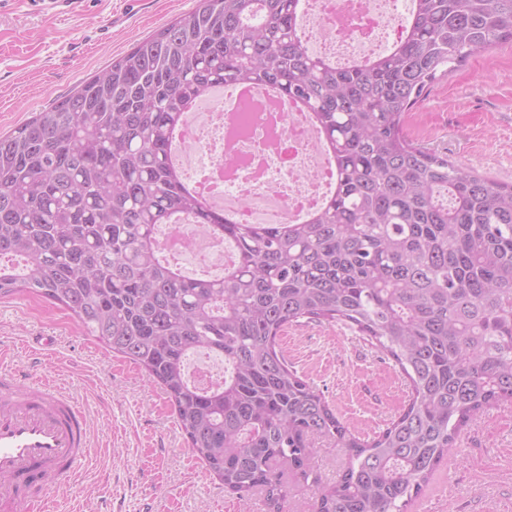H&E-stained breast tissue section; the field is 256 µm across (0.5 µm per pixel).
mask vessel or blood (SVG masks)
<instances>
[{"instance_id": "obj_1", "label": "vessel or blood", "mask_w": 512, "mask_h": 512, "mask_svg": "<svg viewBox=\"0 0 512 512\" xmlns=\"http://www.w3.org/2000/svg\"><path fill=\"white\" fill-rule=\"evenodd\" d=\"M89 450L88 419L60 386L0 368V512H53Z\"/></svg>"}]
</instances>
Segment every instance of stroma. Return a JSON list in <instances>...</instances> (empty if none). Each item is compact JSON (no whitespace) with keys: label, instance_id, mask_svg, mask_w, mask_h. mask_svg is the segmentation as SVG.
<instances>
[{"label":"stroma","instance_id":"35a3bbf8","mask_svg":"<svg viewBox=\"0 0 512 512\" xmlns=\"http://www.w3.org/2000/svg\"><path fill=\"white\" fill-rule=\"evenodd\" d=\"M198 0H0V133L6 134L109 68L133 44L186 15ZM408 136L439 155L512 183V44L470 57L409 112ZM56 344L40 349L35 337ZM280 345L363 438L408 400L393 362L341 323L289 326ZM0 366L46 376L84 408L91 457L55 494L57 512H256L192 454L165 392L130 361L86 335L71 311L18 292L0 297ZM409 512H512V403L462 432Z\"/></svg>","mask_w":512,"mask_h":512}]
</instances>
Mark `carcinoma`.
<instances>
[{
	"instance_id": "obj_1",
	"label": "carcinoma",
	"mask_w": 512,
	"mask_h": 512,
	"mask_svg": "<svg viewBox=\"0 0 512 512\" xmlns=\"http://www.w3.org/2000/svg\"><path fill=\"white\" fill-rule=\"evenodd\" d=\"M298 0H198L0 136V295L70 310L166 392L188 447L224 488L288 512L290 474L316 512H407L485 409L512 402V185L411 140L409 112L473 55L512 43V0H412L402 37L338 67L311 52ZM272 85L313 114L336 189L301 224L219 223L237 261L188 278L160 226L208 217L170 137L217 85ZM302 319L343 323L409 382L403 410L354 434L279 346ZM198 351L224 381L186 376ZM347 452L323 485L314 442Z\"/></svg>"
}]
</instances>
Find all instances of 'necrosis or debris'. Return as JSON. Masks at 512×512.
<instances>
[{
    "mask_svg": "<svg viewBox=\"0 0 512 512\" xmlns=\"http://www.w3.org/2000/svg\"><path fill=\"white\" fill-rule=\"evenodd\" d=\"M304 33L315 53L343 66L389 46L401 31L396 0H307ZM237 107L216 100L183 122L182 167L205 168L224 205L248 224H298L319 208L329 160L309 113L269 112L255 107L248 134L236 133ZM197 241V261L212 269L234 263L235 252L214 242L191 219L179 217L158 236L160 253L184 254L185 239Z\"/></svg>",
    "mask_w": 512,
    "mask_h": 512,
    "instance_id": "obj_1",
    "label": "necrosis or debris"
}]
</instances>
